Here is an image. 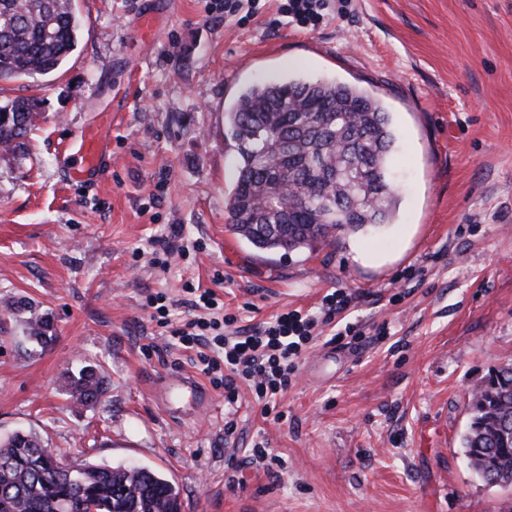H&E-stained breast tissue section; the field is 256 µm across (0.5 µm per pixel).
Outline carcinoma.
Wrapping results in <instances>:
<instances>
[{
	"label": "carcinoma",
	"instance_id": "cac0c4a2",
	"mask_svg": "<svg viewBox=\"0 0 512 512\" xmlns=\"http://www.w3.org/2000/svg\"><path fill=\"white\" fill-rule=\"evenodd\" d=\"M80 24L72 0H0V79L46 76L75 49ZM39 108L16 98L0 106V152H24ZM238 153L226 227L260 252L311 251L368 226L391 224L396 133L390 113L361 88L336 81L285 79L243 89L224 112ZM29 339L45 346L49 323L29 316ZM91 366L68 377L72 403L89 406L107 391ZM462 448L475 470L490 469L512 488V365L490 374L471 397ZM38 436L0 442V512H181L176 486L147 467L74 462L49 467Z\"/></svg>",
	"mask_w": 512,
	"mask_h": 512
}]
</instances>
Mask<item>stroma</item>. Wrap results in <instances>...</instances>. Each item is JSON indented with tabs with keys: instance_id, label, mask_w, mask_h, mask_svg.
<instances>
[{
	"instance_id": "obj_1",
	"label": "stroma",
	"mask_w": 512,
	"mask_h": 512,
	"mask_svg": "<svg viewBox=\"0 0 512 512\" xmlns=\"http://www.w3.org/2000/svg\"><path fill=\"white\" fill-rule=\"evenodd\" d=\"M277 5L236 23L224 0H75L60 70L0 79V104L41 101L24 154H0V440L32 431L72 460L149 467L182 512H512V489L479 479L461 448L472 391L512 363V0H352L313 32L278 25ZM157 7L147 42L137 23ZM286 77L383 102L393 223L290 254L227 230L224 112L243 87ZM93 126L109 151L78 181L59 157ZM175 225L188 250L157 268ZM188 281L240 329L341 290L353 301L338 321L362 336L312 337L276 422L247 386L227 404L152 319L157 294L186 318ZM12 302L49 318V346ZM89 363L108 391L73 405L64 382ZM175 371L206 405L185 395L167 413L158 391ZM260 441L272 468L247 462Z\"/></svg>"
}]
</instances>
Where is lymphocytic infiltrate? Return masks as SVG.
Masks as SVG:
<instances>
[{
    "label": "lymphocytic infiltrate",
    "mask_w": 512,
    "mask_h": 512,
    "mask_svg": "<svg viewBox=\"0 0 512 512\" xmlns=\"http://www.w3.org/2000/svg\"><path fill=\"white\" fill-rule=\"evenodd\" d=\"M348 8L347 0H279L278 13L284 24L313 30L323 24L330 11L343 15ZM185 291V304L196 316L176 327L168 320L163 296L149 298L148 305L155 310L159 326L169 329L182 349L195 352L203 373L210 376L215 387L223 389L227 403H236L238 385L243 382L253 388L268 415L274 410L277 396L291 384L297 360L317 327L331 322L350 304L347 294L336 291L323 297L317 312L287 311L252 331L227 336L219 333V325L234 323V316L220 321L198 315L202 309H220L215 293L190 284Z\"/></svg>",
    "instance_id": "1"
}]
</instances>
